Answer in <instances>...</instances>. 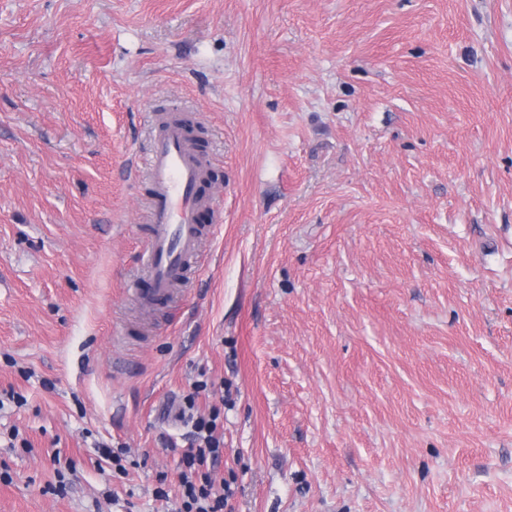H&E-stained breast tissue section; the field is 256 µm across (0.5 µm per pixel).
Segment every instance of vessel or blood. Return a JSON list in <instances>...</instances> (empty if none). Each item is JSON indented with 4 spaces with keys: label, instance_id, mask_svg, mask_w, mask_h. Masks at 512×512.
I'll return each mask as SVG.
<instances>
[{
    "label": "vessel or blood",
    "instance_id": "obj_1",
    "mask_svg": "<svg viewBox=\"0 0 512 512\" xmlns=\"http://www.w3.org/2000/svg\"><path fill=\"white\" fill-rule=\"evenodd\" d=\"M151 187L149 220L153 226L143 254L153 298L170 295L200 242L197 224L202 205L195 189L205 174L202 159L183 128L165 123L146 159Z\"/></svg>",
    "mask_w": 512,
    "mask_h": 512
}]
</instances>
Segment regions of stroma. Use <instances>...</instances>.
Returning <instances> with one entry per match:
<instances>
[{"label": "stroma", "instance_id": "35a3bbf8", "mask_svg": "<svg viewBox=\"0 0 512 512\" xmlns=\"http://www.w3.org/2000/svg\"><path fill=\"white\" fill-rule=\"evenodd\" d=\"M190 395L231 512H512V0H0V512H174ZM151 187L149 220L153 226L143 254L150 276L152 300L170 295L200 242L197 224L202 205L195 193L205 167L183 128L164 122L146 159Z\"/></svg>", "mask_w": 512, "mask_h": 512}]
</instances>
